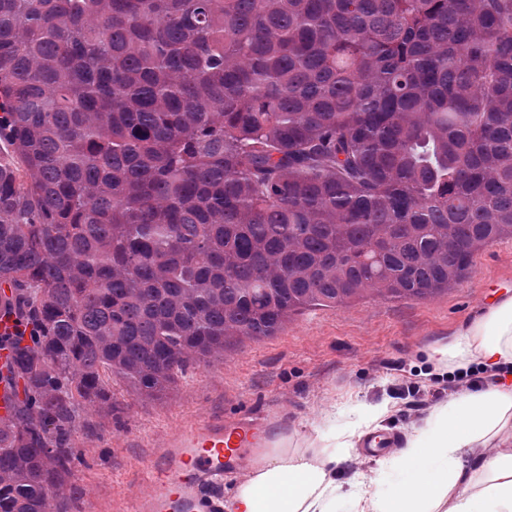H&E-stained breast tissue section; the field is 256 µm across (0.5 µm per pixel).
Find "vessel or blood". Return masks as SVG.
I'll use <instances>...</instances> for the list:
<instances>
[{
    "instance_id": "1",
    "label": "vessel or blood",
    "mask_w": 512,
    "mask_h": 512,
    "mask_svg": "<svg viewBox=\"0 0 512 512\" xmlns=\"http://www.w3.org/2000/svg\"><path fill=\"white\" fill-rule=\"evenodd\" d=\"M267 437L264 422L250 414L226 421L200 416L176 425L151 449L144 463L148 488L131 512H223L222 499L210 496L209 488L225 475L249 472ZM396 446L394 433L382 431L359 453L370 459Z\"/></svg>"
}]
</instances>
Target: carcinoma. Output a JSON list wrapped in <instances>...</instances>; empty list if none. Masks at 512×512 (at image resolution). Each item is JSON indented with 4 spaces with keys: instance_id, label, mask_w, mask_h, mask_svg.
Wrapping results in <instances>:
<instances>
[{
    "instance_id": "1",
    "label": "carcinoma",
    "mask_w": 512,
    "mask_h": 512,
    "mask_svg": "<svg viewBox=\"0 0 512 512\" xmlns=\"http://www.w3.org/2000/svg\"><path fill=\"white\" fill-rule=\"evenodd\" d=\"M0 144V512H71L105 377L512 238V0H0Z\"/></svg>"
}]
</instances>
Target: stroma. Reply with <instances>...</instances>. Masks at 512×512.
Returning <instances> with one entry per match:
<instances>
[{
	"label": "stroma",
	"mask_w": 512,
	"mask_h": 512,
	"mask_svg": "<svg viewBox=\"0 0 512 512\" xmlns=\"http://www.w3.org/2000/svg\"><path fill=\"white\" fill-rule=\"evenodd\" d=\"M512 296V239L480 249L469 274L448 292L417 300L371 294L338 306L312 307L288 321L278 335L231 346L212 371L190 367L161 398L137 399L119 381L109 387L117 404L111 420L89 418L75 437L81 458L72 479L99 512H129L145 486L143 463L171 428L198 414L231 419L267 416L270 431L294 432V447L311 442L315 413L336 404L390 401L383 428L420 424L406 414L401 387L415 384L446 401L448 368L429 356L457 327Z\"/></svg>",
	"instance_id": "35a3bbf8"
}]
</instances>
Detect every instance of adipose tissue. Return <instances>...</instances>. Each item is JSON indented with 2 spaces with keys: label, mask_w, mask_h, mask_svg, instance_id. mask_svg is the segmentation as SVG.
Listing matches in <instances>:
<instances>
[{
  "label": "adipose tissue",
  "mask_w": 512,
  "mask_h": 512,
  "mask_svg": "<svg viewBox=\"0 0 512 512\" xmlns=\"http://www.w3.org/2000/svg\"><path fill=\"white\" fill-rule=\"evenodd\" d=\"M451 369L474 361L512 364V297L463 325L455 339L437 347ZM388 403L354 407V417L336 424V409L323 408L330 426L318 430L322 452L314 456L289 448L280 437L257 465L235 482L224 501L225 512H512V444L500 441L512 431V384L468 393L435 407L425 423L408 434L391 461L388 487L336 483L335 451L354 446L356 435L377 429ZM499 440L489 457L475 450Z\"/></svg>",
  "instance_id": "1"
}]
</instances>
